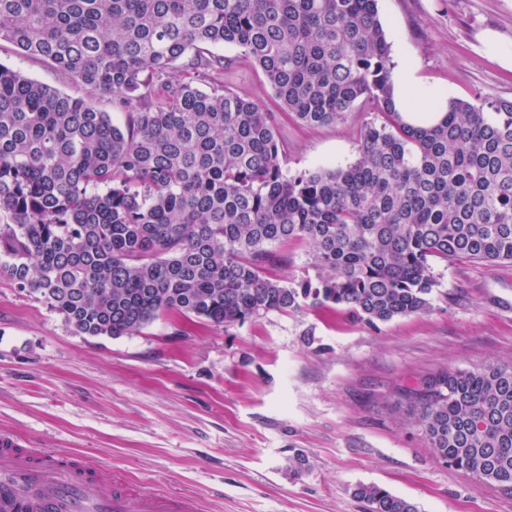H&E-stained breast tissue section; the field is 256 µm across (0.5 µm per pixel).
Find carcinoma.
<instances>
[{"label": "carcinoma", "instance_id": "obj_1", "mask_svg": "<svg viewBox=\"0 0 512 512\" xmlns=\"http://www.w3.org/2000/svg\"><path fill=\"white\" fill-rule=\"evenodd\" d=\"M377 2L0 0V42L124 114L0 65V273L76 334L116 338L172 313L227 328L338 308L375 326L430 312L438 264L512 261V101L405 123ZM239 62L280 111L217 81ZM365 106L380 121L353 162L284 170L280 115L322 126ZM289 242L309 258L282 279ZM391 397L437 460L512 497V364ZM353 497L418 512L374 484Z\"/></svg>", "mask_w": 512, "mask_h": 512}]
</instances>
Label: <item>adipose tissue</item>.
<instances>
[{"mask_svg": "<svg viewBox=\"0 0 512 512\" xmlns=\"http://www.w3.org/2000/svg\"><path fill=\"white\" fill-rule=\"evenodd\" d=\"M391 79L396 107L406 122L424 126L444 118L450 102L447 89L423 83L416 75L415 65L399 61Z\"/></svg>", "mask_w": 512, "mask_h": 512, "instance_id": "ef3b65f1", "label": "adipose tissue"}]
</instances>
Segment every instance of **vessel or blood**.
Returning <instances> with one entry per match:
<instances>
[{
  "instance_id": "vessel-or-blood-1",
  "label": "vessel or blood",
  "mask_w": 512,
  "mask_h": 512,
  "mask_svg": "<svg viewBox=\"0 0 512 512\" xmlns=\"http://www.w3.org/2000/svg\"><path fill=\"white\" fill-rule=\"evenodd\" d=\"M203 512L201 501L180 493H133L118 473L71 453L30 448L0 432V512Z\"/></svg>"
}]
</instances>
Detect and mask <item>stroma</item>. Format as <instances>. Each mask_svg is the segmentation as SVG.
I'll return each instance as SVG.
<instances>
[{"label": "stroma", "instance_id": "stroma-1", "mask_svg": "<svg viewBox=\"0 0 512 512\" xmlns=\"http://www.w3.org/2000/svg\"><path fill=\"white\" fill-rule=\"evenodd\" d=\"M392 60L453 98L512 101V68L481 42L512 44V0H378ZM0 64L73 92L48 64L0 43ZM225 88L274 108L262 72ZM375 112L305 126L280 118L290 172L347 164ZM432 311L370 327L334 309L271 313L229 328L164 315L132 336L76 335L0 275V430L78 453L136 487L183 491L203 512H362L376 484L419 512H512V497L439 462L389 391L447 368L512 362V262L435 269ZM303 453L310 469L288 473Z\"/></svg>", "mask_w": 512, "mask_h": 512}]
</instances>
